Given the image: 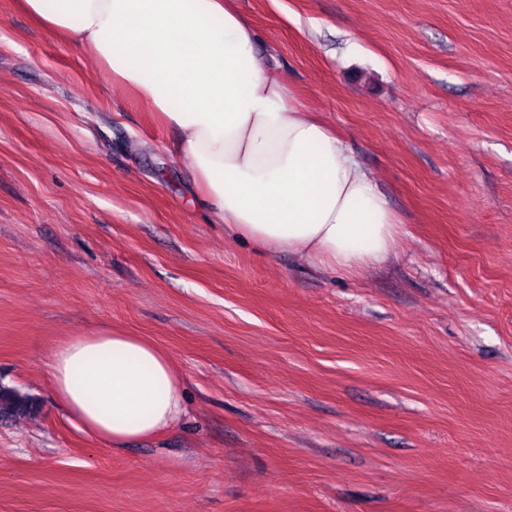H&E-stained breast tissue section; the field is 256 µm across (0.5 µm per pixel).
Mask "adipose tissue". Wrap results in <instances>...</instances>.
Here are the masks:
<instances>
[{
    "instance_id": "adipose-tissue-1",
    "label": "adipose tissue",
    "mask_w": 512,
    "mask_h": 512,
    "mask_svg": "<svg viewBox=\"0 0 512 512\" xmlns=\"http://www.w3.org/2000/svg\"><path fill=\"white\" fill-rule=\"evenodd\" d=\"M88 50L113 89L148 101L177 133L211 223L275 255L349 272L394 254L396 214L345 141L304 112L233 0H20ZM49 390L104 442L158 435L183 413L182 381L153 343L121 331L50 353Z\"/></svg>"
}]
</instances>
